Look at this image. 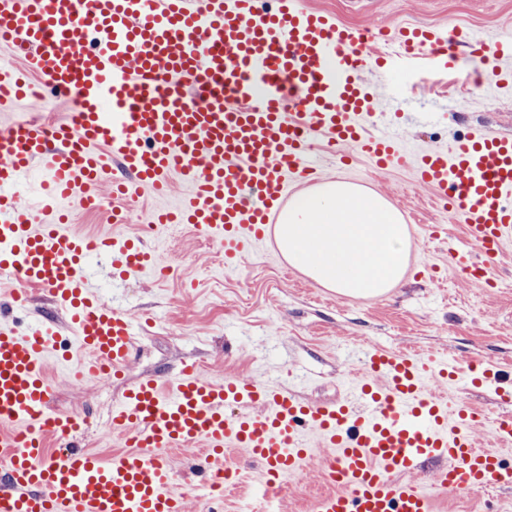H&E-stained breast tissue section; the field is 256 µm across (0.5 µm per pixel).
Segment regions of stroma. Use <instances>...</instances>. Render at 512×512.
<instances>
[{"label": "stroma", "instance_id": "35a3bbf8", "mask_svg": "<svg viewBox=\"0 0 512 512\" xmlns=\"http://www.w3.org/2000/svg\"><path fill=\"white\" fill-rule=\"evenodd\" d=\"M359 31L390 23L428 26L447 32L458 26L487 41L512 37V0H305ZM363 78L375 96L376 112L410 148L404 162L380 172L359 155L341 160L321 153L325 176L374 191L397 208L409 229L410 264L402 286L382 298L349 299L313 282L297 268L256 251L236 268H225L221 245L191 227L170 225L159 244L167 278L133 274L102 280V298L135 318L134 359L118 377L75 385L57 376L55 405L82 414L87 424L82 448L111 460L125 451L109 413L140 377L175 375L183 362L197 363L212 380L254 375L271 380L303 400L333 402L346 397L349 371L360 369L367 352L412 350L447 356L459 365L512 366V247L495 273L497 288L469 283L451 264L428 226L446 225L462 237L455 215L433 202L434 194L415 177L416 152L447 144L480 129L512 136V96L500 94L494 79L475 82L465 65L432 72L416 69L405 92L388 90L390 77L369 63ZM155 200L127 202L131 221L115 224L111 212L74 210L77 231L94 235L135 232ZM228 460L243 476L236 498L224 512L250 502L254 512H314L327 491L323 461L313 458L285 492L258 494L260 466L242 450Z\"/></svg>", "mask_w": 512, "mask_h": 512}]
</instances>
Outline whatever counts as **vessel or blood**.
<instances>
[{"label": "vessel or blood", "instance_id": "vessel-or-blood-1", "mask_svg": "<svg viewBox=\"0 0 512 512\" xmlns=\"http://www.w3.org/2000/svg\"><path fill=\"white\" fill-rule=\"evenodd\" d=\"M0 0V41L24 50L22 72L0 68V112L26 97L25 77L73 100L69 121L37 119L0 128V269L22 284L9 305L24 308L47 292L76 337L79 360L61 353L52 323L17 327L0 317V512H187L174 489L172 449L201 447L208 468L223 472L230 451L245 449L261 466L265 496L326 449L323 475L336 487L316 512H432L415 481L435 464L442 491L512 487V417L449 407L433 381L494 389L512 401V371L483 364L459 370L414 352L373 349L333 405L301 401L252 376L218 383L194 364L171 380H139L110 415L127 451L104 460L77 448L75 414L53 409L52 366L77 383L123 372L132 356L133 320L105 303L88 265L110 279L164 276L148 235L187 224L217 237L224 265L241 264L250 245L269 243L275 217L293 188L320 180L311 149L353 148L380 171L401 154L396 136L375 131L377 115L363 71L379 34L335 22L303 0ZM401 56L444 71L448 53L433 30L396 28ZM476 66L512 59V40L475 47ZM40 168L31 221L17 187ZM416 178L458 217L463 240L440 225L432 238L448 248L465 278L492 287V270L512 245V138L468 133L422 150ZM187 189L175 205L173 184ZM113 199L160 200L150 234L85 236L69 224L72 206L95 208L101 186ZM64 443L58 454L48 440Z\"/></svg>", "mask_w": 512, "mask_h": 512}]
</instances>
